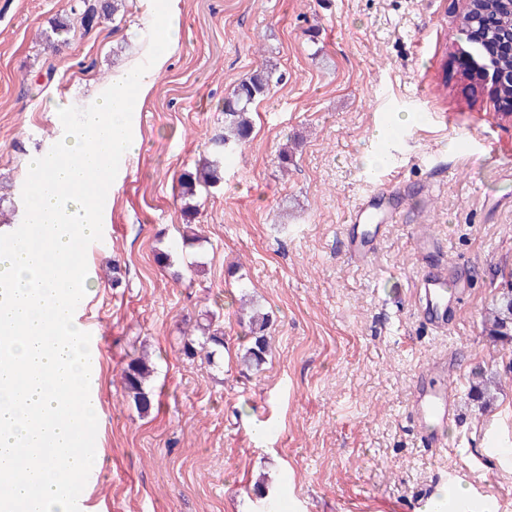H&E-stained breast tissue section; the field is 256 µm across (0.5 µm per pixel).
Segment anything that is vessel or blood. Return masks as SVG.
I'll return each mask as SVG.
<instances>
[{"label": "vessel or blood", "mask_w": 512, "mask_h": 512, "mask_svg": "<svg viewBox=\"0 0 512 512\" xmlns=\"http://www.w3.org/2000/svg\"><path fill=\"white\" fill-rule=\"evenodd\" d=\"M382 206L381 195L371 194L354 209L350 217V257L355 262H363L375 252L376 238L384 228L383 222L377 219ZM415 288L421 299V314L437 332H447L465 298L466 285L449 281L446 268L432 265L422 270ZM411 410L422 425L425 441L434 447L442 445L441 430L449 419L454 418L456 411L451 386L441 381L419 382Z\"/></svg>", "instance_id": "1"}]
</instances>
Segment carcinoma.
I'll return each instance as SVG.
<instances>
[{
	"mask_svg": "<svg viewBox=\"0 0 512 512\" xmlns=\"http://www.w3.org/2000/svg\"><path fill=\"white\" fill-rule=\"evenodd\" d=\"M122 6V0H76L70 6V13L58 19L52 34L45 37L46 45L57 46L55 36L78 27L91 29L101 19L116 15ZM512 28V12L502 0H473L470 11L457 18L458 30L470 36L478 51L489 56V47L499 39V33ZM274 72L267 68H258L243 78L232 95L224 101V132L211 139V159L180 176V199L183 201L182 213L186 228H191L193 217L197 214L195 199L201 189L213 187L223 180L224 158L235 152L249 141L252 130L250 114L253 105L272 85ZM216 312L207 311L205 322L197 325L200 337L186 338L183 353L193 358L198 352L205 358H212L224 347V332L213 328ZM490 335L498 339L512 341V280L500 288L488 311ZM269 325V315L255 311L249 317V329L252 341L244 349L242 363L247 368H257L268 352L265 331ZM152 367L143 356L132 357L121 373L124 394L135 406L146 411L152 400L146 388Z\"/></svg>",
	"mask_w": 512,
	"mask_h": 512,
	"instance_id": "cac0c4a2",
	"label": "carcinoma"
}]
</instances>
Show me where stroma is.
<instances>
[{"label":"stroma","instance_id":"obj_1","mask_svg":"<svg viewBox=\"0 0 512 512\" xmlns=\"http://www.w3.org/2000/svg\"><path fill=\"white\" fill-rule=\"evenodd\" d=\"M70 5L0 0V182L23 187L29 157L64 133L59 109L95 102L148 42L152 0H128L122 17L47 48L40 32ZM179 9L169 67L137 114L140 148L108 190L106 240L87 254L102 336L91 495L109 512H424L459 483L512 512V343L484 323L512 279V118L451 57L461 0ZM265 65L279 81L223 184L198 196L202 240L185 246L179 176L209 156L225 98ZM369 192L396 215L357 263L348 215ZM423 235L436 243L428 256ZM430 263L470 279L444 333L424 323L413 287ZM244 298L271 318L257 370L238 361ZM214 308L223 350L187 358V320ZM454 351L457 414L446 447L430 448L412 417L415 383ZM141 353L153 367L145 412L120 379ZM478 368L496 385L488 408L471 394Z\"/></svg>","mask_w":512,"mask_h":512}]
</instances>
